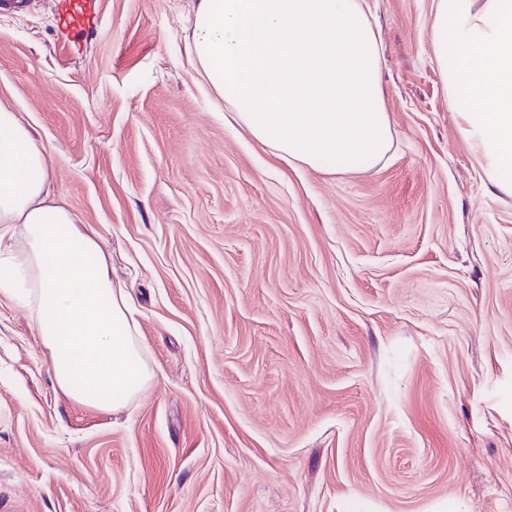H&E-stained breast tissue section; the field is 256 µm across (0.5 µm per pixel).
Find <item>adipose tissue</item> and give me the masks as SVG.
<instances>
[{"label":"adipose tissue","instance_id":"adipose-tissue-1","mask_svg":"<svg viewBox=\"0 0 512 512\" xmlns=\"http://www.w3.org/2000/svg\"><path fill=\"white\" fill-rule=\"evenodd\" d=\"M431 47L497 196L512 197V0H435ZM188 59L254 140L289 163L352 173L382 162L392 128L367 0H194ZM27 308L57 387L116 412L156 372L96 230L56 193L50 157L0 105V300Z\"/></svg>","mask_w":512,"mask_h":512}]
</instances>
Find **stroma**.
I'll use <instances>...</instances> for the list:
<instances>
[{"label":"stroma","instance_id":"1","mask_svg":"<svg viewBox=\"0 0 512 512\" xmlns=\"http://www.w3.org/2000/svg\"><path fill=\"white\" fill-rule=\"evenodd\" d=\"M0 9V103L129 290L158 379L66 397L0 301V512H512V198L433 61L435 0H370L393 146L351 174L224 122L192 0H102L72 53L52 0Z\"/></svg>","mask_w":512,"mask_h":512}]
</instances>
